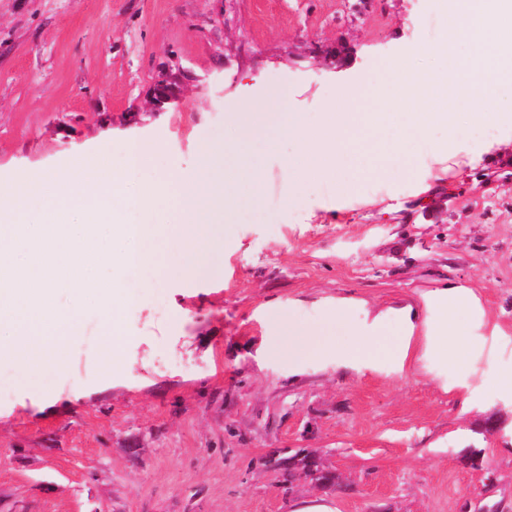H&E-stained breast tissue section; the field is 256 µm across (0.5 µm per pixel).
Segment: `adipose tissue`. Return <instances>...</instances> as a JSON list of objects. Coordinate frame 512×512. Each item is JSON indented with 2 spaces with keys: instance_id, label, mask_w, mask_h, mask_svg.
I'll list each match as a JSON object with an SVG mask.
<instances>
[{
  "instance_id": "adipose-tissue-1",
  "label": "adipose tissue",
  "mask_w": 512,
  "mask_h": 512,
  "mask_svg": "<svg viewBox=\"0 0 512 512\" xmlns=\"http://www.w3.org/2000/svg\"><path fill=\"white\" fill-rule=\"evenodd\" d=\"M438 314L416 326L410 316H403L394 324H380L375 335L357 338L344 352L342 360L367 366L395 363L402 360L416 334H423L431 349L452 364L463 363L471 350L469 342L458 338L456 328L471 316L472 305L468 290L453 289L439 293L436 300Z\"/></svg>"
}]
</instances>
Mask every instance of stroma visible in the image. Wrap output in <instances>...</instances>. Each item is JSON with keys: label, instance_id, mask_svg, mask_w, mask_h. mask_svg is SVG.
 <instances>
[{"label": "stroma", "instance_id": "obj_1", "mask_svg": "<svg viewBox=\"0 0 512 512\" xmlns=\"http://www.w3.org/2000/svg\"><path fill=\"white\" fill-rule=\"evenodd\" d=\"M0 0V183L67 170L104 137L161 146L193 169L232 139L228 106L321 111L333 87L434 44L437 0ZM346 39L340 64L311 43ZM172 78L167 99L157 83ZM488 138L432 131L413 175L347 179L279 205L290 141L257 145L271 191L239 213L209 274L151 281L112 360L84 302L68 367L42 384L0 364V512H512V104ZM446 288L476 310L475 346L449 364L415 337L403 364H342L275 350L281 322L356 332ZM481 449L482 467L466 460ZM292 458L275 484L268 458Z\"/></svg>", "mask_w": 512, "mask_h": 512}]
</instances>
